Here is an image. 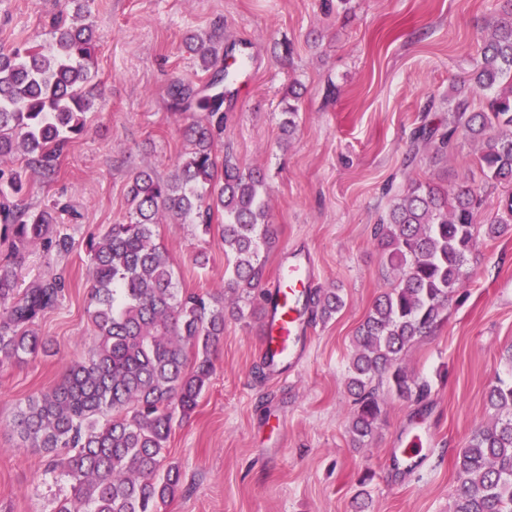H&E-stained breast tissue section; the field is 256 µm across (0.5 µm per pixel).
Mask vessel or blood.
I'll use <instances>...</instances> for the list:
<instances>
[{"label":"vessel or blood","mask_w":512,"mask_h":512,"mask_svg":"<svg viewBox=\"0 0 512 512\" xmlns=\"http://www.w3.org/2000/svg\"><path fill=\"white\" fill-rule=\"evenodd\" d=\"M312 280L311 265L304 260L282 268L270 287L271 292L279 298L280 308L267 317L264 346L287 353L289 361L295 365L302 358L300 335L303 324L293 310V301L310 287Z\"/></svg>","instance_id":"b4317fda"}]
</instances>
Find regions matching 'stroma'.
Instances as JSON below:
<instances>
[{"label": "stroma", "mask_w": 512, "mask_h": 512, "mask_svg": "<svg viewBox=\"0 0 512 512\" xmlns=\"http://www.w3.org/2000/svg\"><path fill=\"white\" fill-rule=\"evenodd\" d=\"M497 0H93L90 20L102 39L95 57L101 98L72 143L55 179L29 173L26 205L62 204L61 233L72 241L65 261L29 247L19 271L29 284L54 267L65 278L58 308L36 330L48 352L0 367V512H54L66 478L47 473L41 452L22 448L9 424L21 402L51 389L88 357L96 337L88 314L92 275L87 236L126 220L131 175L169 177L189 144L190 117L170 111L166 86L183 78L205 84L186 33L218 50L245 38L252 78L224 107L218 154L267 175L273 244L263 250L268 275L309 258L314 286L338 289L342 310L309 328L295 370L256 378L263 356L261 319L226 318L212 352L214 373L189 418L177 423L165 459L182 485L162 512H452L453 458L468 433L487 424L493 377L512 378L502 351L512 345V231L479 239L448 319L416 337L403 366L428 382L416 403L380 389L382 414L364 447L348 432V367L355 332L392 275L373 233L391 199L415 183L478 188L482 216L507 185L485 181L479 145L459 138L453 154L436 144L414 148L421 118L448 122V98L480 56ZM66 0H0V47L50 41L48 22ZM301 87L297 130L280 129L288 89ZM432 112H424L427 101ZM157 242L168 250L180 289L226 293L228 258L218 234L164 222ZM209 258L195 265L197 252ZM432 455L414 470L398 459L413 434Z\"/></svg>", "instance_id": "stroma-1"}]
</instances>
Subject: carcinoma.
I'll return each mask as SVG.
<instances>
[{
  "instance_id": "1",
  "label": "carcinoma",
  "mask_w": 512,
  "mask_h": 512,
  "mask_svg": "<svg viewBox=\"0 0 512 512\" xmlns=\"http://www.w3.org/2000/svg\"><path fill=\"white\" fill-rule=\"evenodd\" d=\"M93 0H71L75 17L50 22L44 49L28 42L0 49V366L21 365L46 351L32 325L59 301L60 278L42 277L21 289L18 268L30 245L69 251L56 229L55 211L10 201L29 192L26 172L54 177L68 147L85 130L94 109V55L99 33L90 22ZM491 33L471 72V85L489 93L486 109L469 111L459 96L448 125L422 124L414 141L438 143L451 153L459 137L480 143L477 161L486 178L512 183V0H502L488 22ZM209 75L204 87L175 79L165 96L173 112H198L186 128L191 148L163 179L150 169L135 173L127 189L129 220L89 235L92 269L90 320L93 352L72 365L56 387L27 399L13 420L22 446L50 456L49 470L70 482L55 512H160L181 484L176 465H164L175 423L196 409L214 370L210 350L224 337V304L209 293L176 288L168 250L156 242L163 220L218 232L233 257L227 287L263 317L274 304L262 283V247L269 224L266 173L242 168L217 154L224 132V88L249 60L224 66L216 48L197 34L185 38ZM18 166H13V163ZM482 197L469 185L448 191L419 184L396 196L374 228V239L393 274L389 286L354 337L348 387L356 408L350 419L361 447L381 415L378 389L385 383L417 403L430 393L401 366L417 336L433 332L463 287L465 266L479 233L490 240L512 226V194L477 223ZM344 306L338 291L310 288L296 300L308 325L325 323ZM493 420L466 437L455 456L453 512H512V381H490Z\"/></svg>"
}]
</instances>
